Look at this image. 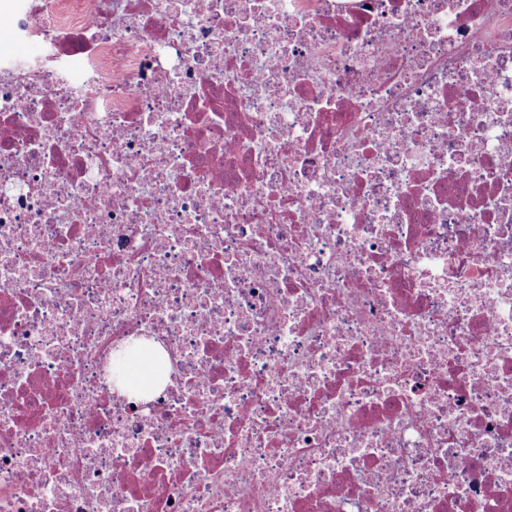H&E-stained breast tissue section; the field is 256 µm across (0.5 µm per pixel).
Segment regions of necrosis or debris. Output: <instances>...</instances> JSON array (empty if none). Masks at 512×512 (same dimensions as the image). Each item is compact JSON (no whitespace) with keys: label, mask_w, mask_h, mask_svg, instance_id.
Listing matches in <instances>:
<instances>
[{"label":"necrosis or debris","mask_w":512,"mask_h":512,"mask_svg":"<svg viewBox=\"0 0 512 512\" xmlns=\"http://www.w3.org/2000/svg\"><path fill=\"white\" fill-rule=\"evenodd\" d=\"M0 27V512H512V0ZM35 53V48L18 44L10 33L0 28V58L14 57L27 59ZM123 360L125 387H133L145 381L149 375V369L144 365L155 366L157 370L162 367L169 368L168 359L165 352H161L157 364L145 363L136 352L125 353L121 356L117 363Z\"/></svg>","instance_id":"1"}]
</instances>
